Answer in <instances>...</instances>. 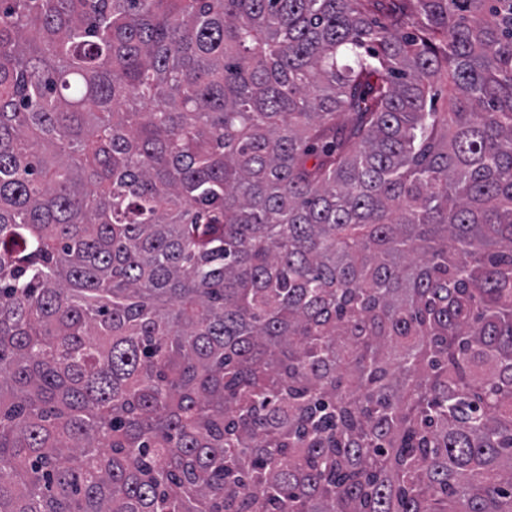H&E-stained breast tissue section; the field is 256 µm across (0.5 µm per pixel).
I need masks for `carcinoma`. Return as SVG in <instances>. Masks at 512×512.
<instances>
[{
  "mask_svg": "<svg viewBox=\"0 0 512 512\" xmlns=\"http://www.w3.org/2000/svg\"><path fill=\"white\" fill-rule=\"evenodd\" d=\"M0 512H512V0H0Z\"/></svg>",
  "mask_w": 512,
  "mask_h": 512,
  "instance_id": "cac0c4a2",
  "label": "carcinoma"
}]
</instances>
